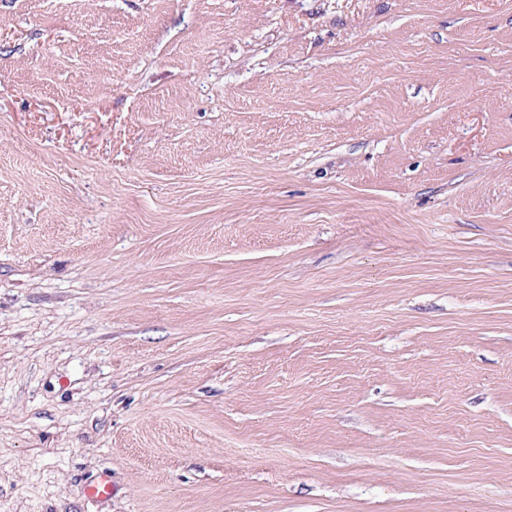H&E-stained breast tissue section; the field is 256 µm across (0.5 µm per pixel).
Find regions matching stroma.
Listing matches in <instances>:
<instances>
[{
	"mask_svg": "<svg viewBox=\"0 0 512 512\" xmlns=\"http://www.w3.org/2000/svg\"><path fill=\"white\" fill-rule=\"evenodd\" d=\"M0 512H512V0H0Z\"/></svg>",
	"mask_w": 512,
	"mask_h": 512,
	"instance_id": "stroma-1",
	"label": "stroma"
}]
</instances>
